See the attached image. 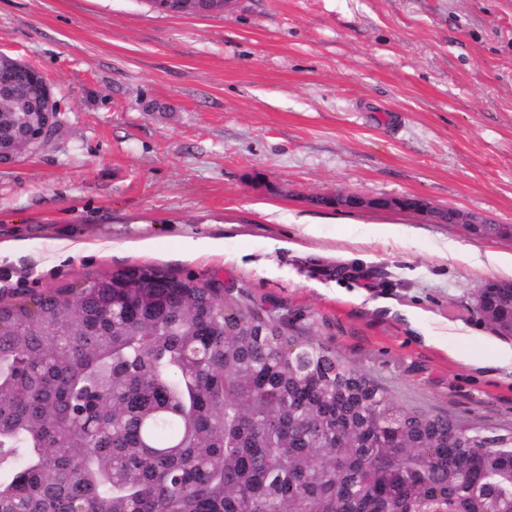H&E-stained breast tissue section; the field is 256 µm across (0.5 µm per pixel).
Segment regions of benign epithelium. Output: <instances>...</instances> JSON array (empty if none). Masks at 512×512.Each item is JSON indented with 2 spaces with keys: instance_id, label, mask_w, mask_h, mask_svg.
Masks as SVG:
<instances>
[{
  "instance_id": "7a95c632",
  "label": "benign epithelium",
  "mask_w": 512,
  "mask_h": 512,
  "mask_svg": "<svg viewBox=\"0 0 512 512\" xmlns=\"http://www.w3.org/2000/svg\"><path fill=\"white\" fill-rule=\"evenodd\" d=\"M231 3L232 0H178V10L197 14H226ZM12 112H14L12 123L26 131L27 142L20 145L13 141H6L0 145V163L19 157L23 151L31 152L41 149L60 131L58 104L49 89L45 90L38 99L37 106L31 107L27 100L22 99L13 103ZM315 201L318 203L325 201L336 208L398 209L403 205L404 199H368L341 191L319 196L315 198ZM416 210L437 224H461L472 235L481 231L482 224H484V221L455 209L439 210L421 199L416 200Z\"/></svg>"
}]
</instances>
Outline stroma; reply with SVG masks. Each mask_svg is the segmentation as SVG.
I'll list each match as a JSON object with an SVG mask.
<instances>
[{"label":"stroma","mask_w":512,"mask_h":512,"mask_svg":"<svg viewBox=\"0 0 512 512\" xmlns=\"http://www.w3.org/2000/svg\"><path fill=\"white\" fill-rule=\"evenodd\" d=\"M0 52L44 74L63 121L0 166V294L153 267L321 343L400 408L512 433L476 299L512 237L313 202L419 198L512 225V0H0ZM451 241L474 261L444 258ZM452 328L470 335L454 355ZM178 1V11L195 12V14L210 13L224 14L228 13L233 0H176Z\"/></svg>","instance_id":"35a3bbf8"}]
</instances>
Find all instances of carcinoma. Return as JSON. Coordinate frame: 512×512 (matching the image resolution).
<instances>
[{
	"label": "carcinoma",
	"mask_w": 512,
	"mask_h": 512,
	"mask_svg": "<svg viewBox=\"0 0 512 512\" xmlns=\"http://www.w3.org/2000/svg\"><path fill=\"white\" fill-rule=\"evenodd\" d=\"M478 308L497 328L512 291ZM0 325V512H512V436L392 405L217 288L132 268Z\"/></svg>",
	"instance_id": "cac0c4a2"
}]
</instances>
